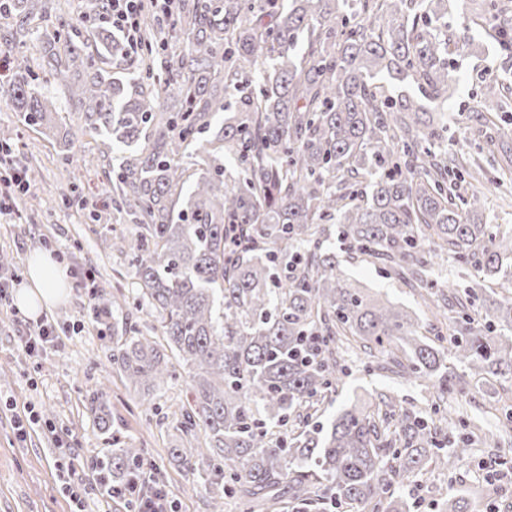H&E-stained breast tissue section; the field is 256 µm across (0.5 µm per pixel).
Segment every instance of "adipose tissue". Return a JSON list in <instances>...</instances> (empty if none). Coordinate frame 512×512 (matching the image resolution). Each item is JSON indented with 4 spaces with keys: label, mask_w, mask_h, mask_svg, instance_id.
Masks as SVG:
<instances>
[{
    "label": "adipose tissue",
    "mask_w": 512,
    "mask_h": 512,
    "mask_svg": "<svg viewBox=\"0 0 512 512\" xmlns=\"http://www.w3.org/2000/svg\"><path fill=\"white\" fill-rule=\"evenodd\" d=\"M69 281L63 267L51 254L37 252L28 261L25 282L17 294L19 308L36 313L65 300Z\"/></svg>",
    "instance_id": "1"
}]
</instances>
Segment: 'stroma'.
<instances>
[{"label":"stroma","mask_w":512,"mask_h":512,"mask_svg":"<svg viewBox=\"0 0 512 512\" xmlns=\"http://www.w3.org/2000/svg\"><path fill=\"white\" fill-rule=\"evenodd\" d=\"M502 12L487 16L483 27L470 19L479 10L477 0H449L448 31L468 36L476 47L449 58V74L457 91L445 103L448 140L462 143L467 153L479 157L492 185L486 193L484 218L502 227L512 226V181H498L500 163L512 160V104L499 113L493 127H485L477 105L484 85L491 80L512 88V56L484 39L487 27L512 26V0H504ZM0 126L17 129L16 159L38 171L30 192L22 195L20 223L0 222V254L11 260V268L25 275L29 255L35 250L53 253L77 272L95 275L105 288L116 287L134 296L137 281L125 255L112 248L113 234L131 237L136 226L131 217L102 205L110 189L111 160L120 151L101 154L93 140L76 149L70 165L61 162L62 147L41 129L22 124L12 107L0 103ZM341 270L359 280L371 292L388 296L414 317L427 319L429 306L420 296L380 265L362 256L340 252ZM95 300L81 288H70L65 302L47 313L62 342L57 347L28 355L22 338L33 315L17 312L15 299L0 302V512H72L74 503L62 481L57 463L72 460L81 480L78 490L90 512H126L123 499L102 497L101 481L107 476L106 461L113 439L142 448L144 476L163 487L176 503V512H212V494L203 476H190L179 469L170 451L182 444L181 408L191 399L187 370L174 367L152 398L126 383L112 363V329L94 318ZM343 388L324 406V419H331L354 394L388 392L420 409H427L425 386L389 380L369 371L368 356L344 355ZM100 388L111 411L115 434L102 432L84 408L87 392ZM467 397H449L458 409L461 425L453 435L464 433L474 423L496 429L492 409L498 400H512V381L471 382ZM33 411L40 420L26 439L15 429L17 414ZM512 431L498 446L479 449L470 463L453 473L429 468L413 478L404 490L416 501L415 512H439L442 496L470 491L481 502L496 505L499 512H512Z\"/></svg>","instance_id":"35a3bbf8"}]
</instances>
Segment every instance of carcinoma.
I'll return each mask as SVG.
<instances>
[{
    "mask_svg": "<svg viewBox=\"0 0 512 512\" xmlns=\"http://www.w3.org/2000/svg\"><path fill=\"white\" fill-rule=\"evenodd\" d=\"M446 2L174 0L165 26L142 13L147 77L125 82L112 70L133 60L112 30L90 45L70 23L46 28L34 62L26 38L46 0L5 3L0 100L67 150L89 136L105 154L130 151L112 169V205L137 222L129 265L163 341L128 320L112 363L147 395L170 359L188 369L185 443L171 457L210 472L244 512H409L405 480L473 453L472 434L450 441L436 425L463 423L444 406L468 391L455 369L512 380V298L488 292L506 272L512 283V231L483 222L485 193L462 186L482 165L442 152L447 122L422 103L453 95L447 57L467 45L443 32ZM490 37L512 54V28ZM401 83L418 94L393 95ZM57 88L75 130L53 123ZM481 109L501 111L498 81ZM329 223L448 315L422 325L345 278ZM443 253L484 280L438 284L428 271ZM344 338L377 357L379 375L431 382L432 414L382 394L323 423ZM86 409L111 431L99 391ZM142 453L112 450L119 485ZM441 508L476 512L462 492Z\"/></svg>",
    "mask_w": 512,
    "mask_h": 512,
    "instance_id": "carcinoma-1",
    "label": "carcinoma"
}]
</instances>
